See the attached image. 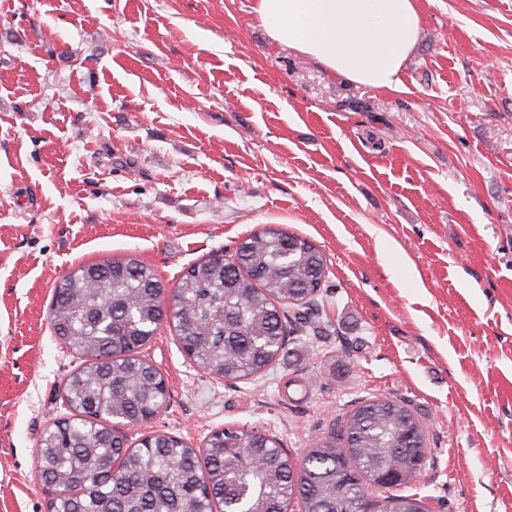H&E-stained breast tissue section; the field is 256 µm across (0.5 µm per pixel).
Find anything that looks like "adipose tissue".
Masks as SVG:
<instances>
[{
	"mask_svg": "<svg viewBox=\"0 0 512 512\" xmlns=\"http://www.w3.org/2000/svg\"><path fill=\"white\" fill-rule=\"evenodd\" d=\"M268 37L308 55L346 81L399 90L419 34L418 0H254Z\"/></svg>",
	"mask_w": 512,
	"mask_h": 512,
	"instance_id": "adipose-tissue-1",
	"label": "adipose tissue"
}]
</instances>
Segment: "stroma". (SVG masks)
Masks as SVG:
<instances>
[{
  "instance_id": "stroma-1",
  "label": "stroma",
  "mask_w": 512,
  "mask_h": 512,
  "mask_svg": "<svg viewBox=\"0 0 512 512\" xmlns=\"http://www.w3.org/2000/svg\"><path fill=\"white\" fill-rule=\"evenodd\" d=\"M397 91L273 42L253 0H0V512H48L36 455L80 365L55 281L137 255L166 287L280 224L325 253L329 325L267 375L205 374L161 326L167 406L126 429L240 426L301 457L405 402L431 512H512V0H420Z\"/></svg>"
}]
</instances>
